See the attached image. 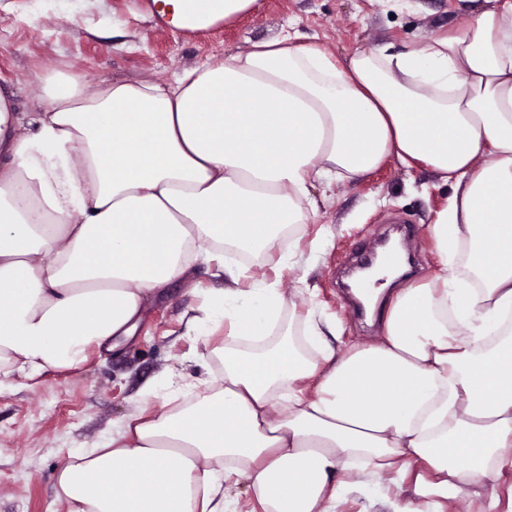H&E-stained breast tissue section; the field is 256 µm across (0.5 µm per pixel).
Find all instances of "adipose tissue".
I'll return each instance as SVG.
<instances>
[{"label": "adipose tissue", "mask_w": 512, "mask_h": 512, "mask_svg": "<svg viewBox=\"0 0 512 512\" xmlns=\"http://www.w3.org/2000/svg\"><path fill=\"white\" fill-rule=\"evenodd\" d=\"M258 0H152L181 31ZM452 191L428 234L442 263L382 308L376 343L333 345L311 322L247 354L285 306L224 245L274 246L312 188L386 158ZM223 276L185 323L224 333V384L196 405L130 416L54 476L68 512H225L227 473L262 512H336L347 484L385 472L387 512H512V0L422 48L345 61L291 37L183 71L172 84L47 80L20 117L0 91V375L82 367L134 336L174 281ZM286 395H279L280 387ZM282 398L285 415L270 408Z\"/></svg>", "instance_id": "1"}]
</instances>
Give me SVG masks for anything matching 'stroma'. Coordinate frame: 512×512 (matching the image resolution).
I'll return each mask as SVG.
<instances>
[{
	"mask_svg": "<svg viewBox=\"0 0 512 512\" xmlns=\"http://www.w3.org/2000/svg\"><path fill=\"white\" fill-rule=\"evenodd\" d=\"M30 3L0 0V85L13 92L20 112L39 111L42 80L58 71L81 72L94 84L170 82L185 69L282 35L346 60L389 44L420 48L489 6L488 0H259L257 10L233 21L176 33L150 17L147 0H87L74 24L58 20L50 0L29 16ZM450 195L432 168L408 172L391 159L364 179L337 184L331 199L313 190L309 223L251 261L255 275L280 279L286 306L276 335H304L309 311L339 321L345 344L377 342L382 322H365L357 312L342 286L344 274L400 218L412 230L408 281L434 275L440 263L428 226ZM320 233L331 243L315 264H306L308 244ZM203 300L173 282L147 304L135 336L112 350L90 351L80 369L0 381V512H67L53 474L71 455L110 435L137 405L161 412L207 394L208 383L222 375L221 355L214 342L186 334L183 324Z\"/></svg>",
	"mask_w": 512,
	"mask_h": 512,
	"instance_id": "1",
	"label": "stroma"
}]
</instances>
